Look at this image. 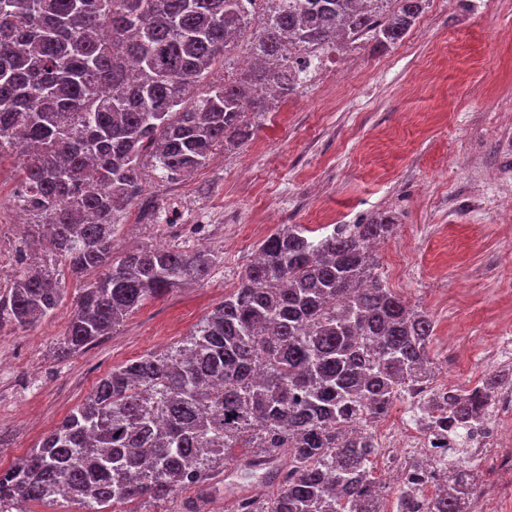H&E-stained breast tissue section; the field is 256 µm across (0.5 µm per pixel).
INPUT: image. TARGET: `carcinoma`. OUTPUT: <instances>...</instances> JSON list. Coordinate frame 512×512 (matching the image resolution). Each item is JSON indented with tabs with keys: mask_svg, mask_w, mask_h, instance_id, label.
<instances>
[{
	"mask_svg": "<svg viewBox=\"0 0 512 512\" xmlns=\"http://www.w3.org/2000/svg\"><path fill=\"white\" fill-rule=\"evenodd\" d=\"M395 2L384 19L360 0H288L260 15L247 14L252 0H0V158L15 156L14 203L39 217L64 265L29 267L0 291V328L42 321L62 302L65 274L90 276L60 342L76 353L145 301L205 280L217 262L205 249L116 252L114 216L144 194V159L177 181L244 143L262 93L290 95L301 82L284 46L364 36L393 45L426 0ZM240 38L259 65L231 84L209 81ZM395 229L386 214L321 237L282 225L190 334L112 368L0 471V503L22 512L62 495L82 512H120L231 465L278 470L276 490L247 496L237 512H381L389 491L363 425L432 378L435 335L430 315L376 272L372 246ZM511 377L504 369L465 395L435 392V427L467 428ZM477 491L461 474L431 500L401 486L396 510L468 512Z\"/></svg>",
	"mask_w": 512,
	"mask_h": 512,
	"instance_id": "1",
	"label": "carcinoma"
}]
</instances>
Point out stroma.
Instances as JSON below:
<instances>
[{
    "label": "stroma",
    "mask_w": 512,
    "mask_h": 512,
    "mask_svg": "<svg viewBox=\"0 0 512 512\" xmlns=\"http://www.w3.org/2000/svg\"><path fill=\"white\" fill-rule=\"evenodd\" d=\"M503 0H427L402 42L379 48L358 40L251 121L242 145L218 152L190 178L162 181L144 167L145 194L162 203L159 221L139 206L121 213L118 249L205 245L221 262L209 279L146 301L112 335L61 358L54 343L77 297L67 280L55 314L34 327L0 331V470L95 389L112 367L187 336L236 288L259 243L282 224L323 230L389 211L397 229L376 251L377 273L415 309L430 314V358L451 349L478 362L477 345L512 336V242L494 207L498 177L467 178L462 160L496 159L512 171L500 131L512 110V10ZM18 185L12 160L0 163V263L14 272L53 263L48 248L20 251L10 208ZM219 213L223 223H209ZM214 492L177 491L136 512H233L223 474Z\"/></svg>",
    "instance_id": "35a3bbf8"
}]
</instances>
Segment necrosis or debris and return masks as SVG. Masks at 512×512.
Listing matches in <instances>:
<instances>
[{
    "mask_svg": "<svg viewBox=\"0 0 512 512\" xmlns=\"http://www.w3.org/2000/svg\"><path fill=\"white\" fill-rule=\"evenodd\" d=\"M471 379L445 381L439 384L427 381L413 385L408 404V417L383 427L379 422L368 426L381 452L374 458L376 467L389 472L394 484H402L414 468L422 470L423 496H432L446 481L440 476L443 466H461L478 458H489L497 478L484 484L474 499L471 512H512V495L506 484L512 480V384L498 388L491 399L487 413L471 424L470 436L464 442L466 455L450 454L455 437L439 434L425 420L420 402L435 390L464 392L475 388Z\"/></svg>",
    "mask_w": 512,
    "mask_h": 512,
    "instance_id": "1",
    "label": "necrosis or debris"
}]
</instances>
